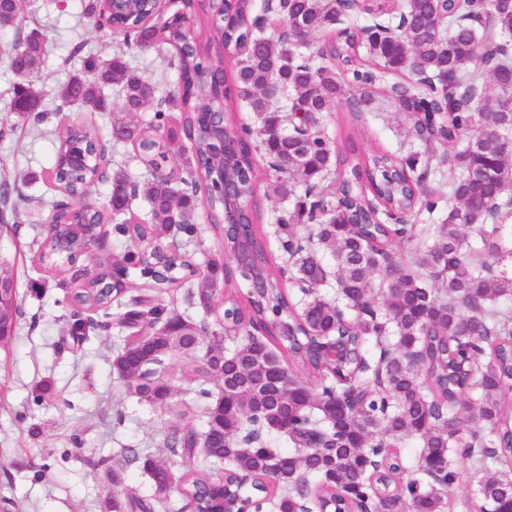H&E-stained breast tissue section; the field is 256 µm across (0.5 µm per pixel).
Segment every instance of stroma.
<instances>
[{
  "label": "stroma",
  "instance_id": "stroma-1",
  "mask_svg": "<svg viewBox=\"0 0 512 512\" xmlns=\"http://www.w3.org/2000/svg\"><path fill=\"white\" fill-rule=\"evenodd\" d=\"M84 0H28L16 27L0 29V180L12 188L0 213V273L12 277L20 315L14 336L0 346V512H103L111 486L85 464L125 445L160 452L176 413L142 406L127 395L110 367L118 329L98 332L83 348L66 341L67 267L39 257L34 238L49 224L60 194L47 178L56 150L54 133L36 134L11 108L17 81L4 53L18 33L39 30L47 54L35 81L45 108H54L85 55L107 60L122 44L82 16ZM329 133L351 132L363 152L389 150L401 157L422 151L412 121L379 100L362 117L336 105ZM52 380L56 396L42 404L33 389ZM123 424H116L117 413Z\"/></svg>",
  "mask_w": 512,
  "mask_h": 512
}]
</instances>
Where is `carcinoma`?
<instances>
[{"label":"carcinoma","mask_w":512,"mask_h":512,"mask_svg":"<svg viewBox=\"0 0 512 512\" xmlns=\"http://www.w3.org/2000/svg\"><path fill=\"white\" fill-rule=\"evenodd\" d=\"M393 2L364 0L358 9L343 0H288V19H299L302 30L275 40L235 0H224L213 21L224 25V42H246L248 53L229 61L205 30L188 42L172 32L178 54L163 62L175 71L177 86L162 103L155 102L157 86L119 49L105 62L87 56L61 90V104L44 109L33 78L47 53L45 38L32 31L11 45L12 70L27 76L14 87V110L35 128L75 102L109 111L107 87L116 89L127 112L157 104L149 124L120 123L112 141L137 145L145 169L134 177L119 167L108 176L112 218L126 214L132 199L147 206L144 223H116L128 240L158 246L176 228L189 247L196 243L198 210L224 208V192L211 180V130L201 113L220 112L219 101L227 104L235 94L257 126L236 139L224 183L238 195L250 192L259 178L256 143L273 159L277 192L291 201L267 220L289 266L272 265L262 216L252 210L235 228L251 243L253 267L263 273L259 288L240 302L228 290L233 276L212 259L201 288L187 291L188 303L206 313L224 293L223 320L241 326L240 336L219 334L161 303L158 295L199 276L188 271L191 255L182 248L141 250L133 262L123 255L71 292L68 324L77 343L108 329L119 312L118 325L128 334L111 370L138 403L172 409L179 362L203 404L200 426H171L163 439L167 458L127 446L88 460L108 483L114 470L141 469L151 479L153 494L112 495L105 501L110 512H225L245 504L251 512L268 506L378 512L392 495L407 512H447L458 456L477 470L494 464L498 472L480 479L474 498L456 506L512 512V493H489L493 485L512 486V326L496 307L512 299V227L504 223L512 212V0L488 5L487 27L455 10L437 30L430 22L435 0H403L395 11ZM150 9L149 0H138L136 9L115 12L125 45L148 47ZM22 10V0H0V29L17 25ZM338 25L333 39L310 42ZM201 70L212 75L203 97L193 83ZM343 81L362 89L345 101L354 114L368 111L376 89L392 100L411 98L413 111L434 116L442 151L427 153L419 171L415 156L362 154L351 136L335 144L324 118ZM176 121L190 154L182 176H163L159 171L178 151L164 132ZM55 133L57 152L78 146L85 153L81 168L64 166L55 180L71 200V217L100 220L79 211L83 182L103 164L91 143L96 134L60 122ZM445 167L454 170L446 183L440 180ZM448 195L455 200L450 208L444 207ZM415 238L422 239L419 255L407 266L391 245ZM41 248L68 265L82 256L66 223L56 224ZM324 248L334 260L331 271ZM131 263L154 294L127 302ZM327 284L332 299L320 291ZM345 321L358 356L329 367L311 349L336 337ZM301 372L316 380L319 392ZM212 380L220 385L215 396L207 388ZM310 431L335 437L333 446L306 449L295 471L282 460L294 456L300 435ZM409 439L419 451L408 466L396 449ZM173 457L187 463L180 476ZM173 490L178 508L169 502Z\"/></svg>","instance_id":"carcinoma-1"}]
</instances>
